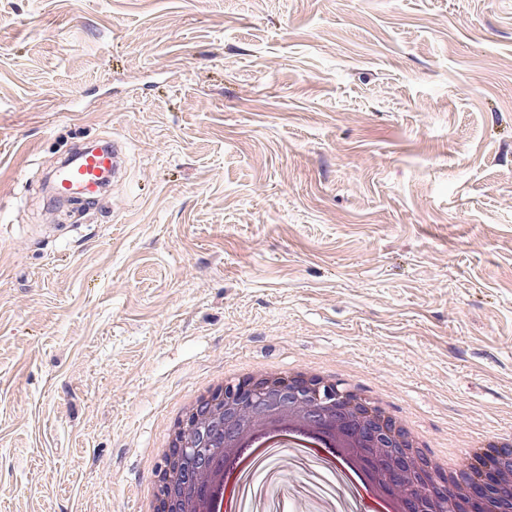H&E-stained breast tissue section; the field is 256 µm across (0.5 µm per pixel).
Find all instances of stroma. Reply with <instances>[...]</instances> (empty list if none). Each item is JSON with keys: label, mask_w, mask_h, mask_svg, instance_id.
Wrapping results in <instances>:
<instances>
[{"label": "stroma", "mask_w": 512, "mask_h": 512, "mask_svg": "<svg viewBox=\"0 0 512 512\" xmlns=\"http://www.w3.org/2000/svg\"><path fill=\"white\" fill-rule=\"evenodd\" d=\"M103 138L125 182L53 200ZM267 365L512 430V0H0V512H145L181 400Z\"/></svg>", "instance_id": "1"}]
</instances>
